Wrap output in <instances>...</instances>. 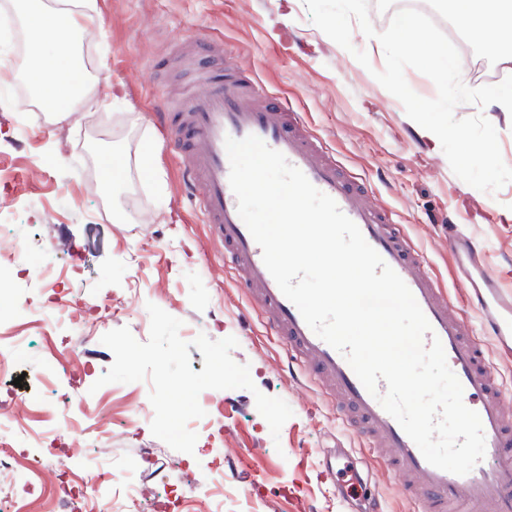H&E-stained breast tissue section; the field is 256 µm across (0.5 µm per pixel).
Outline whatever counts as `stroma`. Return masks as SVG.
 I'll return each instance as SVG.
<instances>
[{"label": "stroma", "mask_w": 512, "mask_h": 512, "mask_svg": "<svg viewBox=\"0 0 512 512\" xmlns=\"http://www.w3.org/2000/svg\"><path fill=\"white\" fill-rule=\"evenodd\" d=\"M102 13L84 39L86 60L100 61V82L120 83L125 99L71 113L53 123L19 96H0V242L13 245L16 263L25 247L45 239L57 262L55 280L21 278L13 297L0 300V336L14 337L18 362L0 381V416H20L11 431L16 448L27 446L42 412L26 400L60 388L72 399L77 431L60 430L64 464L78 472H108V487H88L89 498L120 496L129 460L149 448L158 469L133 475L141 498L152 497L163 475L184 468L188 512H218L207 490L213 484L212 452L224 458V485L247 498L252 512H364L378 496L386 512H413L388 478L340 496L322 485L318 467L337 449L353 450L359 468L377 472L381 461L360 448L331 404L316 388L284 367L285 351L266 337L257 313L248 311L224 258L202 261L198 245L209 234L198 198L182 183L184 162L155 113L180 75L172 48L192 38L219 36L231 60L250 70L274 93L288 97L337 161L359 174L379 201L405 224L440 283L460 299L452 257L439 227L463 225L485 244L486 259L504 283L512 282V183L481 192L451 170L441 147L432 146L402 103L374 77L385 58L377 40L354 31V49L371 56L357 65L351 52L324 40L302 0H101ZM157 148L152 175L134 163L143 140ZM126 157L111 196L97 186L107 160ZM126 211L114 222L111 208ZM60 289L75 321L92 329L95 357L62 353L64 328L47 324L46 287ZM183 322L180 336L235 337L231 356L250 367L257 387L288 403L292 417L272 437L254 394L222 390L206 425L197 428L193 454L154 437L149 382H95L113 362L101 342L114 329L149 338L147 303ZM21 385H13L14 377Z\"/></svg>", "instance_id": "obj_1"}]
</instances>
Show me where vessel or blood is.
I'll return each instance as SVG.
<instances>
[{
    "instance_id": "b4317fda",
    "label": "vessel or blood",
    "mask_w": 512,
    "mask_h": 512,
    "mask_svg": "<svg viewBox=\"0 0 512 512\" xmlns=\"http://www.w3.org/2000/svg\"><path fill=\"white\" fill-rule=\"evenodd\" d=\"M196 85L182 109L161 102L157 121L171 130L185 159L187 187L200 196L211 240L232 268L247 303L268 334L284 346L289 363L327 399L343 425L380 458L399 494L417 512H512V390L491 366L484 336L512 340V292L488 267L482 246L448 227V251L461 288L477 289L483 337H476L461 304L453 301L414 245L404 225L363 179L337 163L301 113L246 71L228 63L218 37L194 40ZM260 137L332 197L366 241L404 280L443 344L460 380L463 400L482 422L486 454L471 472L455 475L430 465L397 421L364 388L344 356L319 338L266 269L262 250L237 212L229 184L226 138Z\"/></svg>"
}]
</instances>
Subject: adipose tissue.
Returning a JSON list of instances; mask_svg holds the SVG:
<instances>
[{"mask_svg": "<svg viewBox=\"0 0 512 512\" xmlns=\"http://www.w3.org/2000/svg\"><path fill=\"white\" fill-rule=\"evenodd\" d=\"M11 6L27 37L24 80L31 101L50 112L52 122L120 99V86L99 83L84 63L83 40L99 17V0H12ZM453 9L463 27H495L487 50L512 60V0H453Z\"/></svg>", "mask_w": 512, "mask_h": 512, "instance_id": "1", "label": "adipose tissue"}]
</instances>
